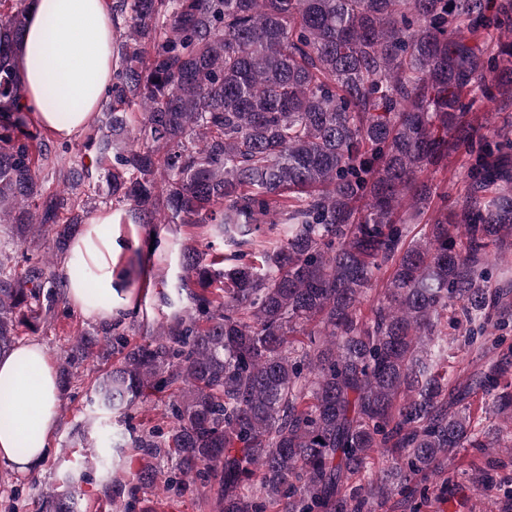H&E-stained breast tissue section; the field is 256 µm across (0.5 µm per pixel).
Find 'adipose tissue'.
Masks as SVG:
<instances>
[{
  "instance_id": "obj_1",
  "label": "adipose tissue",
  "mask_w": 512,
  "mask_h": 512,
  "mask_svg": "<svg viewBox=\"0 0 512 512\" xmlns=\"http://www.w3.org/2000/svg\"><path fill=\"white\" fill-rule=\"evenodd\" d=\"M122 19L112 0H31L26 27L18 45L22 101L35 123L52 138L69 141L93 124L104 94L112 84L114 35ZM54 98L67 106L66 118L45 105ZM104 210L70 242L65 268L70 277L67 298L89 318L109 325L124 318V294L133 282H146V259L120 267L126 249L115 231L133 223ZM80 268L85 278L73 277ZM0 390L9 400L0 406V461L24 473L49 456L58 425V373L48 351L28 342L0 354Z\"/></svg>"
}]
</instances>
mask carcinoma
Returning <instances> with one entry per match:
<instances>
[{"label": "carcinoma", "mask_w": 512, "mask_h": 512, "mask_svg": "<svg viewBox=\"0 0 512 512\" xmlns=\"http://www.w3.org/2000/svg\"><path fill=\"white\" fill-rule=\"evenodd\" d=\"M30 0L0 13V224L17 243L54 248L24 273L0 250V352L64 298L51 267L84 209L77 188L104 177L102 203L140 224H212L251 234L268 215L285 242L216 268L209 243L182 251L175 310L132 343L104 330L76 335L69 362H89L90 403L126 418L176 388L174 426L133 437L149 461L175 458L164 488H216L219 512H375L379 499L439 476L457 448L512 443V370L505 362L448 387L442 319L473 346L512 314V289L478 272L512 246V155L504 134L464 120V90L489 71L512 95V39L496 54L462 31L496 21L512 31V0H115L126 30L108 90V131L88 137L96 167L66 161L22 104L17 46ZM138 134L114 148L126 115ZM464 147L473 192L431 210L439 186L420 179ZM46 170L61 187L42 188ZM421 234L412 236V226ZM369 312L362 298L376 284ZM47 305H42L41 296ZM478 391L501 422L479 431L458 405ZM373 452L389 462L365 485L352 476ZM75 475L43 494L45 512H74ZM120 481L105 488L130 512Z\"/></svg>", "instance_id": "cac0c4a2"}]
</instances>
